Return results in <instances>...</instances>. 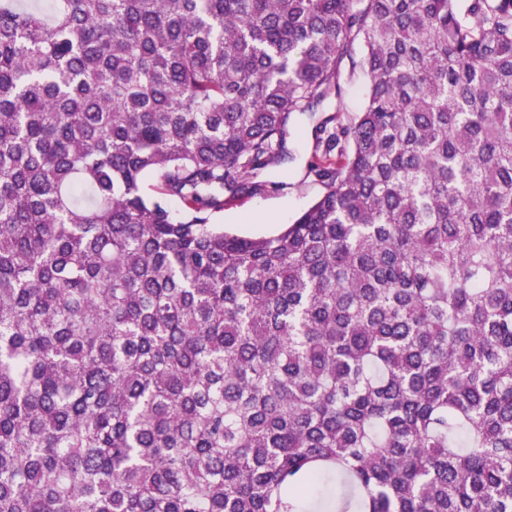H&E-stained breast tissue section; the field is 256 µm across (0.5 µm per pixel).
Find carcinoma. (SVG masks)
<instances>
[{"label":"carcinoma","mask_w":512,"mask_h":512,"mask_svg":"<svg viewBox=\"0 0 512 512\" xmlns=\"http://www.w3.org/2000/svg\"><path fill=\"white\" fill-rule=\"evenodd\" d=\"M0 512H512V0H0ZM367 94V78L365 74L356 69L352 77H350L343 85L341 100L332 99L323 105V112L333 113L337 107L347 114H355L360 112L365 104ZM314 122L307 114H294L288 126L287 147L292 159L264 172L269 185L261 194L224 207L213 222L244 237L268 236L290 224L322 192L307 178L306 165L312 154Z\"/></svg>","instance_id":"1"}]
</instances>
